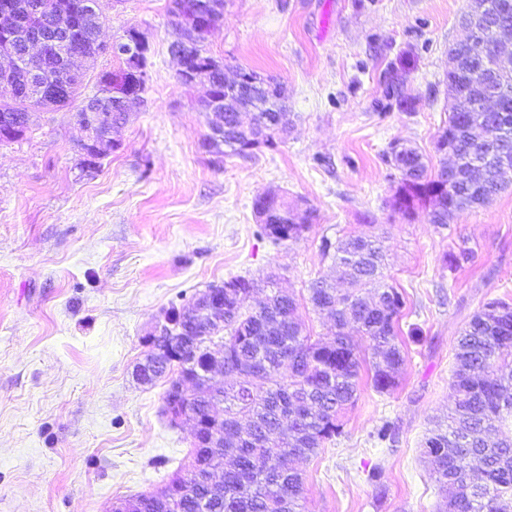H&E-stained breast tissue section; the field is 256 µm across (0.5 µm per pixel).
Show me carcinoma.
I'll return each mask as SVG.
<instances>
[{"label":"carcinoma","instance_id":"1","mask_svg":"<svg viewBox=\"0 0 512 512\" xmlns=\"http://www.w3.org/2000/svg\"><path fill=\"white\" fill-rule=\"evenodd\" d=\"M61 1L72 13L88 11L89 0H42L46 12ZM482 25V41L491 50L496 29L512 27V0H489ZM101 18L70 35L75 48L93 50ZM460 53L469 63L467 82L483 84L482 61L468 49ZM83 80H73L69 95L54 102H0L4 115L35 108L65 106L81 96ZM493 89L512 102V67L502 68ZM449 146L457 157L455 168L430 170L429 159L406 145L389 159L399 172V184L390 200L392 210L406 218L419 203L431 205L429 223L445 227L454 213L490 203L512 184L503 165L512 168V112L502 123L498 112H448L439 132L436 152ZM292 204L283 201L279 223L260 225L261 233L276 242H295L304 224H292ZM322 251L334 254L345 279L356 287L340 293L322 279L313 281L308 301L333 317V341L324 344L305 333L297 299L273 282L257 308L242 303L224 310V319L212 324L209 335L224 342V360L239 366L244 377L218 381L204 374L203 339L185 346L183 359L197 365L195 390L174 389L180 364L168 350L151 351L157 363L148 383L167 379L164 401L187 409L205 420L215 414L214 403L224 404V422L212 425L224 432V449L193 448L192 463L222 471L221 485L210 487L187 468L176 471L174 505L150 492L132 496L137 512H300L304 477L288 465L309 458L341 433L340 413L357 399L361 358L353 343L366 337L374 360L371 377L379 393L391 391L405 363L399 343V320L406 306L403 295L381 284V236H348ZM188 304L172 306L167 320L178 342L190 338L193 323L184 317ZM457 368L453 374L456 405L447 424H437L423 443V454L433 460L445 506L453 512H512V442L497 430L512 423V304L493 301L476 314L457 339Z\"/></svg>","mask_w":512,"mask_h":512}]
</instances>
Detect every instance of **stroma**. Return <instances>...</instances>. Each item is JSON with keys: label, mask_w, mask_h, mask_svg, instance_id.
Returning <instances> with one entry per match:
<instances>
[{"label": "stroma", "mask_w": 512, "mask_h": 512, "mask_svg": "<svg viewBox=\"0 0 512 512\" xmlns=\"http://www.w3.org/2000/svg\"><path fill=\"white\" fill-rule=\"evenodd\" d=\"M466 4L226 0L206 50L226 71L281 81L293 126L276 147L218 156L205 145L202 87L176 79L169 0H100L103 41L134 26L150 46L151 79L113 133L119 149L82 170L73 104L33 112L23 138L0 144V512H110L163 487L192 434L163 413L166 380L134 375L157 322L209 286L274 272L306 332L329 339L308 288L350 285L322 244L377 224L384 279L406 299L400 328L421 337L404 340L393 391L361 379L341 434L298 461L304 512H438L422 441L454 405L461 331L489 301L512 303V186L438 227L424 204L408 219L392 212L400 175L387 155L407 142L443 165L433 141ZM399 69L407 109L386 90ZM267 193L313 210L298 241L261 234L253 202ZM463 249L474 261L449 266ZM386 423L395 442L377 437Z\"/></svg>", "instance_id": "stroma-1"}]
</instances>
